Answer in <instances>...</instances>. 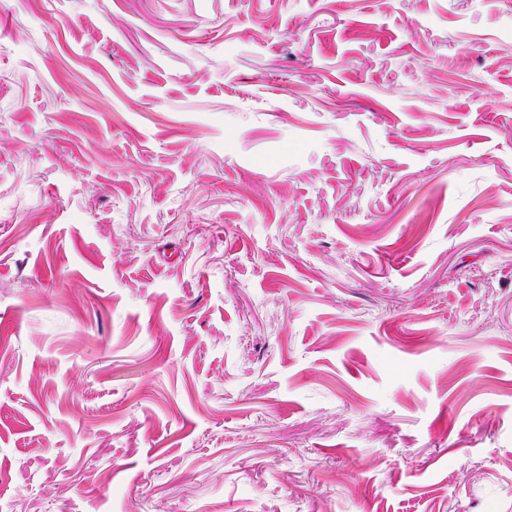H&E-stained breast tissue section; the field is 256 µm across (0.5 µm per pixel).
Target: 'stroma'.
<instances>
[{
  "label": "stroma",
  "instance_id": "35a3bbf8",
  "mask_svg": "<svg viewBox=\"0 0 512 512\" xmlns=\"http://www.w3.org/2000/svg\"><path fill=\"white\" fill-rule=\"evenodd\" d=\"M0 512H512V0H0Z\"/></svg>",
  "mask_w": 512,
  "mask_h": 512
}]
</instances>
